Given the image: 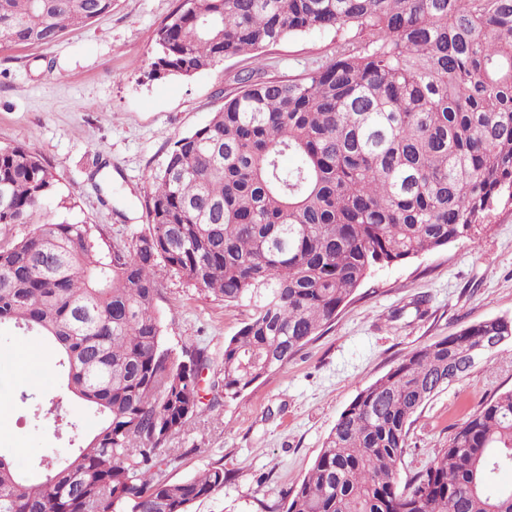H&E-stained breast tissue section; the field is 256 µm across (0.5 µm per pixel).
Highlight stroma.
<instances>
[{
  "label": "stroma",
  "mask_w": 512,
  "mask_h": 512,
  "mask_svg": "<svg viewBox=\"0 0 512 512\" xmlns=\"http://www.w3.org/2000/svg\"><path fill=\"white\" fill-rule=\"evenodd\" d=\"M177 4L112 0L110 13L51 47H0V147L35 151L57 180L54 216L93 225L101 242L147 229L151 175L176 140L205 125L237 90L238 75L257 68L268 78L300 79L334 59L339 43L363 39L351 28L312 32L190 78H157L156 31ZM158 278L168 346L198 343L213 359L199 385L212 409L174 438L159 475L178 481L222 463L223 487L191 512H269L304 477L341 412L406 354L489 317L512 319V206L496 210L477 242L456 241L376 270L321 336L233 401H215L210 383L246 307L224 305L164 267ZM30 339L0 330V396L11 402L0 456L22 474L47 449L68 443L56 419L34 417L36 402L59 400L58 419L78 423L81 434L98 423L67 392L52 359L34 361L20 378L10 359ZM510 388L512 342L419 411L401 478L430 465L466 410ZM24 392L30 400H21Z\"/></svg>",
  "instance_id": "1"
}]
</instances>
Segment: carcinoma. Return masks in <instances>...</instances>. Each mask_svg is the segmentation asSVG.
Returning <instances> with one entry per match:
<instances>
[{
  "instance_id": "1",
  "label": "carcinoma",
  "mask_w": 512,
  "mask_h": 512,
  "mask_svg": "<svg viewBox=\"0 0 512 512\" xmlns=\"http://www.w3.org/2000/svg\"><path fill=\"white\" fill-rule=\"evenodd\" d=\"M112 0H0V46H52ZM356 27L361 45L302 79L237 77L238 91L178 139L152 177L150 228L95 245L50 218L56 179L0 148V325L39 336L68 392L99 420L27 476L0 456V512H190L224 465L156 477L207 408L204 347L167 346L163 266L248 308L224 342L213 402L235 400L322 334L376 270L475 241L512 205V0H180L157 30L155 75L191 77L295 35ZM295 163L284 164L285 157ZM30 224L19 236L14 227ZM491 317L416 349L341 412L283 512H512V389L454 425L448 447L400 479L410 426L489 362Z\"/></svg>"
}]
</instances>
